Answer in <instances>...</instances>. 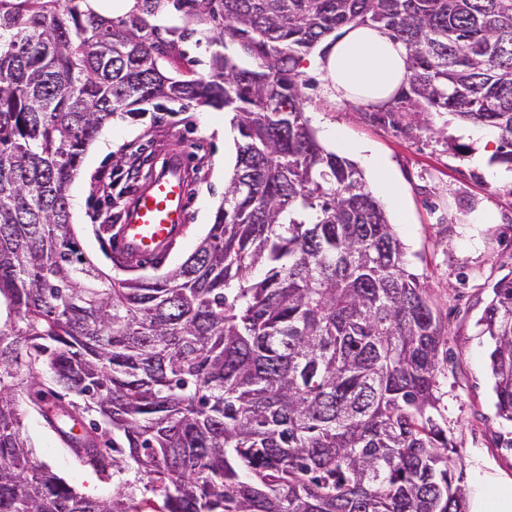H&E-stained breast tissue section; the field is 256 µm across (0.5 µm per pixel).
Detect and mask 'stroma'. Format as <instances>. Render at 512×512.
Returning a JSON list of instances; mask_svg holds the SVG:
<instances>
[{"label": "stroma", "mask_w": 512, "mask_h": 512, "mask_svg": "<svg viewBox=\"0 0 512 512\" xmlns=\"http://www.w3.org/2000/svg\"><path fill=\"white\" fill-rule=\"evenodd\" d=\"M215 50L193 35L159 65L175 78L205 75ZM300 69L311 127L321 138L340 130L346 140L341 148L327 143V150L346 157L349 144H365L390 163L409 215L408 223L394 230L408 268L418 275L444 331L447 359L441 364L437 392L440 423L460 456L466 494L482 484L512 483V423L497 414L488 358L492 341L480 323L496 283L512 273V166L498 164L499 179H490L473 158L485 150L497 152V143L466 137L464 122L448 113L403 112L394 125L386 113L366 112L360 103L328 96L322 73L308 62H301ZM228 121L219 109L164 102L137 116L115 115L105 125L86 147L67 190L78 245L97 268L113 274L108 240L115 226L148 173L159 171L175 154L186 161L187 223L161 263H141L135 272L161 275L194 252L224 200L227 180L217 162L224 156ZM131 155L141 157L139 168L116 167V159ZM107 184L114 201L108 210L97 204ZM25 433L34 462L86 496H111V484L62 451L37 413L28 414Z\"/></svg>", "instance_id": "1"}]
</instances>
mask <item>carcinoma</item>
<instances>
[{"mask_svg":"<svg viewBox=\"0 0 512 512\" xmlns=\"http://www.w3.org/2000/svg\"><path fill=\"white\" fill-rule=\"evenodd\" d=\"M215 23L207 76L166 75L169 9ZM378 24L409 54L390 112L497 131L512 163V0H0V512H467L435 415L442 328L356 165L305 117L299 65ZM232 114L237 163L195 251L160 277L82 255L67 187L118 112ZM512 422V276L482 318ZM112 481L32 461L25 411Z\"/></svg>","mask_w":512,"mask_h":512,"instance_id":"carcinoma-1","label":"carcinoma"}]
</instances>
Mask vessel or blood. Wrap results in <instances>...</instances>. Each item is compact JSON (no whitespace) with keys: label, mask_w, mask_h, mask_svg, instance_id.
Returning a JSON list of instances; mask_svg holds the SVG:
<instances>
[{"label":"vessel or blood","mask_w":512,"mask_h":512,"mask_svg":"<svg viewBox=\"0 0 512 512\" xmlns=\"http://www.w3.org/2000/svg\"><path fill=\"white\" fill-rule=\"evenodd\" d=\"M187 200L183 161L171 158L126 210L111 241L114 252L148 259L163 255L187 222Z\"/></svg>","instance_id":"b4317fda"}]
</instances>
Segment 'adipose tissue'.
<instances>
[{"label":"adipose tissue","instance_id":"obj_1","mask_svg":"<svg viewBox=\"0 0 512 512\" xmlns=\"http://www.w3.org/2000/svg\"><path fill=\"white\" fill-rule=\"evenodd\" d=\"M408 49L377 25H351L329 51L316 58L327 93L368 105L388 103L406 78Z\"/></svg>","mask_w":512,"mask_h":512}]
</instances>
